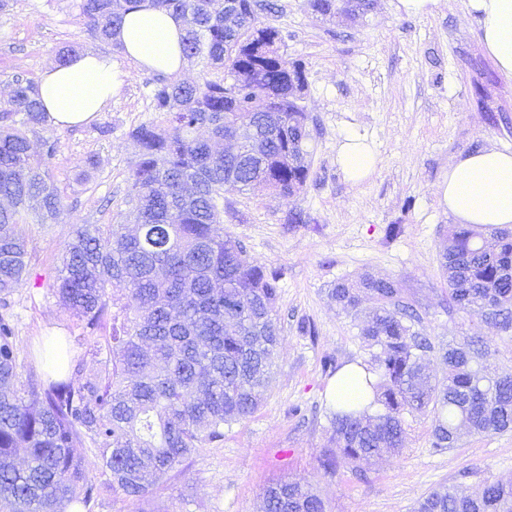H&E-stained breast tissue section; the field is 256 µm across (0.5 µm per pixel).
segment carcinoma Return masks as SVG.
Returning <instances> with one entry per match:
<instances>
[{"label":"carcinoma","instance_id":"cac0c4a2","mask_svg":"<svg viewBox=\"0 0 512 512\" xmlns=\"http://www.w3.org/2000/svg\"><path fill=\"white\" fill-rule=\"evenodd\" d=\"M149 2L182 26L185 59L203 56L194 82L155 72L156 120L129 132L138 152L126 203L128 224L73 229L46 287L90 334L101 329L112 358L97 374L20 380L11 296L29 275L31 257L17 226L35 215L52 223L64 211L49 160L57 141L46 128L34 83L22 76L0 110V512H65L100 494L79 449L88 447L109 474L112 492L144 505L198 449L224 439V426L264 400L280 339L278 278L250 262L241 240L224 232V186L270 195L301 192L309 178V116L300 104L304 69L282 52L266 22L272 0H237L227 24L224 0H79L84 32L121 53L113 40L125 16ZM324 17L336 0H307ZM223 76L212 78L210 70ZM42 127L41 150L28 132ZM448 304L488 327L512 330V230L489 235L451 224L439 251ZM336 305L362 320L372 350L378 411L336 412L327 472L339 463L363 472L405 442L403 415L433 414L436 449L461 431L512 429V367L486 372L479 336L435 348L414 330L412 300L390 277L364 275L331 289ZM438 351L443 376L423 356ZM26 452L23 463L16 451ZM265 512H325L322 497L294 482L265 490ZM417 512H512V480L472 492L439 487Z\"/></svg>","mask_w":512,"mask_h":512}]
</instances>
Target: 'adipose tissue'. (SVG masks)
<instances>
[{
  "label": "adipose tissue",
  "mask_w": 512,
  "mask_h": 512,
  "mask_svg": "<svg viewBox=\"0 0 512 512\" xmlns=\"http://www.w3.org/2000/svg\"><path fill=\"white\" fill-rule=\"evenodd\" d=\"M480 24L481 42L498 71L512 79V0H467ZM181 26L170 15L143 6L126 15L117 38L140 67L165 73L182 71ZM111 55L85 50L66 65L45 68L37 81L48 122L56 127L87 124L109 103L116 87ZM336 161L345 176L360 182L371 176L377 155L360 136H344ZM441 204L461 224L476 229L512 224V152L486 148L459 154L437 187ZM362 366L348 364L336 374L331 399L340 410H370L374 396L363 382Z\"/></svg>",
  "instance_id": "adipose-tissue-1"
}]
</instances>
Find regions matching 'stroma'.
<instances>
[{"label": "stroma", "mask_w": 512, "mask_h": 512, "mask_svg": "<svg viewBox=\"0 0 512 512\" xmlns=\"http://www.w3.org/2000/svg\"><path fill=\"white\" fill-rule=\"evenodd\" d=\"M76 0H10L0 11V104L13 76L38 79L57 51L72 43L113 53L84 32ZM270 21L284 37L288 62L302 64L301 101L312 118L311 173L288 197L224 189V229L251 260L280 280L281 338L267 397L250 417L226 427L221 442L192 455L149 505L151 512H263L266 488L280 480L319 493L327 512H412L445 485L457 489L512 478V431L466 433L454 447H431L432 416H404L405 446L364 475L318 459L333 447L332 375L337 365H370L360 323L340 310L329 291L363 274L390 276L412 299L417 331L448 345L479 336L494 366L512 365V331L487 327L448 307V281L438 261L453 219L440 205L438 185L456 155L496 146L512 149V80L500 76L463 0L428 16L400 13L396 0H376L363 22L321 19L306 0H275ZM121 85L91 123L54 131L50 163L66 207L55 223L28 219L19 230L32 256L31 273L12 296L22 364L42 366L44 344L61 340L70 364L95 374L103 354L43 281L53 273L73 225L123 224L136 160L129 131L154 117L152 74L113 54ZM111 127L102 135V127ZM366 138L378 164L353 182L336 162L346 133ZM301 215L292 223V215ZM400 233L386 237L387 225Z\"/></svg>", "instance_id": "stroma-1"}]
</instances>
